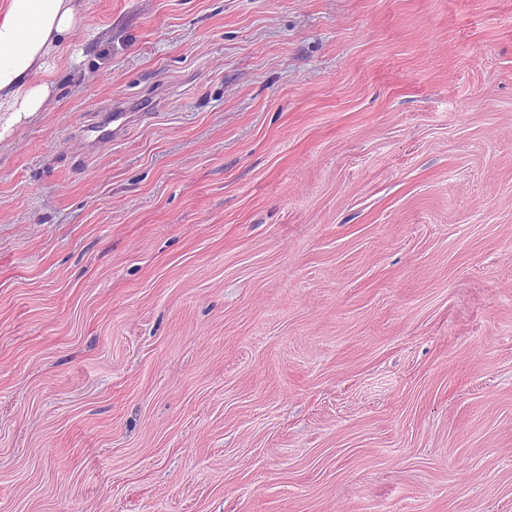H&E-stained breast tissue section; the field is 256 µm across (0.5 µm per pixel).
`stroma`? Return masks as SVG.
<instances>
[{
  "label": "stroma",
  "instance_id": "obj_1",
  "mask_svg": "<svg viewBox=\"0 0 512 512\" xmlns=\"http://www.w3.org/2000/svg\"><path fill=\"white\" fill-rule=\"evenodd\" d=\"M78 6L0 136V512H512V0ZM129 107L125 99L117 98L112 102V129L104 130L102 125L99 126H88L83 130L81 135V141L86 148L97 146L101 143L112 142L113 139L120 137L129 122L131 117L136 115H142L147 112H127ZM136 113V114H135ZM102 128L101 130H99ZM90 132H100L95 138L91 139Z\"/></svg>",
  "mask_w": 512,
  "mask_h": 512
}]
</instances>
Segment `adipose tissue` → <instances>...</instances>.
<instances>
[{"mask_svg": "<svg viewBox=\"0 0 512 512\" xmlns=\"http://www.w3.org/2000/svg\"><path fill=\"white\" fill-rule=\"evenodd\" d=\"M82 22L75 0H0V117L46 109L55 94L50 62Z\"/></svg>", "mask_w": 512, "mask_h": 512, "instance_id": "ef3b65f1", "label": "adipose tissue"}]
</instances>
